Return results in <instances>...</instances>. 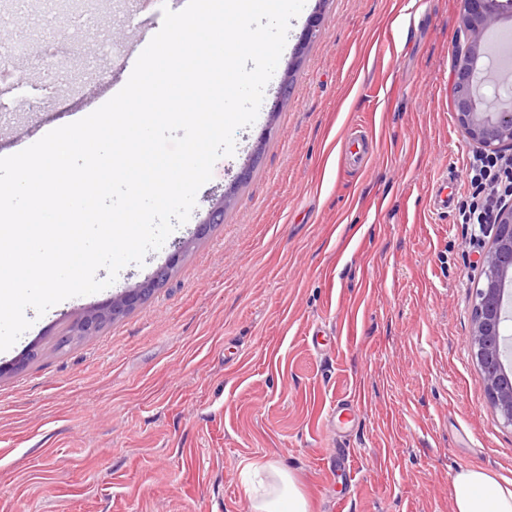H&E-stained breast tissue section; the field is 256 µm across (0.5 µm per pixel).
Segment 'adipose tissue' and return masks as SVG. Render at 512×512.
I'll return each instance as SVG.
<instances>
[{"label": "adipose tissue", "instance_id": "ef3b65f1", "mask_svg": "<svg viewBox=\"0 0 512 512\" xmlns=\"http://www.w3.org/2000/svg\"><path fill=\"white\" fill-rule=\"evenodd\" d=\"M255 480L247 487L250 512H309L294 476L273 462L248 463ZM454 512H512V481L478 468H462L452 480Z\"/></svg>", "mask_w": 512, "mask_h": 512}]
</instances>
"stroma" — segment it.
<instances>
[{"label": "stroma", "instance_id": "1", "mask_svg": "<svg viewBox=\"0 0 512 512\" xmlns=\"http://www.w3.org/2000/svg\"><path fill=\"white\" fill-rule=\"evenodd\" d=\"M137 2L97 0L105 25L63 37L49 94L36 61L61 13L0 0L28 47L24 71L0 78V152L111 94L134 14L163 24L162 0ZM459 2L306 0L188 221L0 352V512H250L244 466L264 460L294 475L310 512H453L458 469L512 481V426L469 344L490 236L460 216L474 148L451 103ZM352 137L368 145L357 166ZM445 172L453 203L436 213ZM229 188L223 223L199 232ZM176 250L148 301L58 347ZM30 347L37 359L15 368ZM340 448L354 474L330 464Z\"/></svg>", "mask_w": 512, "mask_h": 512}]
</instances>
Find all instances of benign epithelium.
Listing matches in <instances>:
<instances>
[{
    "label": "benign epithelium",
    "instance_id": "benign-epithelium-1",
    "mask_svg": "<svg viewBox=\"0 0 512 512\" xmlns=\"http://www.w3.org/2000/svg\"><path fill=\"white\" fill-rule=\"evenodd\" d=\"M498 4L499 0H461L457 37L465 52L455 62L453 86V110L458 124L469 142L490 157L512 147V99L490 105L484 93L489 85L512 80L511 70L500 68L483 52L487 32L502 18ZM180 256L179 251L173 253L152 277L93 309L81 324L79 335L92 336L104 321L144 303ZM481 264L483 281L474 289L470 346L494 409L512 426V379L503 374L506 326L512 320V301L505 288V281L512 277V197L496 211Z\"/></svg>",
    "mask_w": 512,
    "mask_h": 512
}]
</instances>
